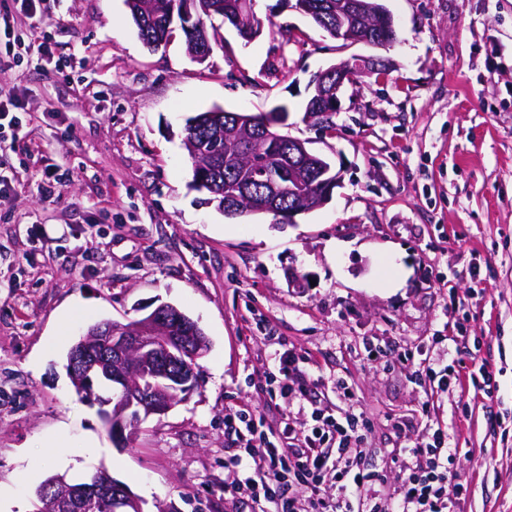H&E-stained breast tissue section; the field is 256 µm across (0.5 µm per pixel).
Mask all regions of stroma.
<instances>
[{
  "mask_svg": "<svg viewBox=\"0 0 512 512\" xmlns=\"http://www.w3.org/2000/svg\"><path fill=\"white\" fill-rule=\"evenodd\" d=\"M386 6L394 69L345 85L327 123L304 110L309 80L356 49L278 0H255L263 31L249 41L207 20L217 43L202 64L178 30L144 46L125 0H43L34 20H0V87L20 103L0 144V172L14 178L0 196L1 503L34 512L49 476L102 469L144 512H237L224 495L235 478L224 417L248 405L275 432L302 420L300 398L262 389L287 347L307 357L323 408L365 412L367 460L380 464L400 445L392 419H414L425 399L396 362L419 349L492 373L493 398L448 391L439 417L468 487L456 512H512V0ZM280 105L283 133L323 154L340 183L292 224L224 217L193 186L185 121ZM50 175L62 183L53 198ZM163 302L196 320L211 350L193 392L119 446L65 357L88 325ZM461 327L478 350L456 348ZM375 339L387 351L366 360ZM59 442L63 469L47 462Z\"/></svg>",
  "mask_w": 512,
  "mask_h": 512,
  "instance_id": "1",
  "label": "stroma"
}]
</instances>
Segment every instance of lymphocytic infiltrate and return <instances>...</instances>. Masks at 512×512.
<instances>
[{
  "label": "lymphocytic infiltrate",
  "instance_id": "obj_1",
  "mask_svg": "<svg viewBox=\"0 0 512 512\" xmlns=\"http://www.w3.org/2000/svg\"><path fill=\"white\" fill-rule=\"evenodd\" d=\"M304 360L291 348L280 354L277 374L266 379L269 397L308 395L297 385ZM399 362L428 399L418 414L417 437H404L382 466L365 463L370 423L363 415L335 416L314 405L300 424L285 425L273 440L262 417L243 406L226 422L236 436L238 451L229 463L239 477L225 495L248 512H452L448 487L456 477L457 451L447 424L435 419L430 397L469 384L490 392L491 376L482 367L438 368L415 352L403 353Z\"/></svg>",
  "mask_w": 512,
  "mask_h": 512
}]
</instances>
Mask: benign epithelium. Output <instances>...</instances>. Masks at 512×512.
Wrapping results in <instances>:
<instances>
[{
	"label": "benign epithelium",
	"mask_w": 512,
	"mask_h": 512,
	"mask_svg": "<svg viewBox=\"0 0 512 512\" xmlns=\"http://www.w3.org/2000/svg\"><path fill=\"white\" fill-rule=\"evenodd\" d=\"M213 0H181L182 16L194 22L196 38L189 55L205 61L211 43L203 16L211 14ZM227 15L241 37L252 39L259 28L252 16L245 15L230 2L224 3ZM393 28L392 15L384 0H336V29L333 38L349 44L386 49L390 42L378 38L381 25ZM393 66L391 60L375 55L355 54L329 66L311 80L313 93L308 113L328 115L338 109V93L347 83L362 76H373ZM216 127L222 122L242 128L263 142L280 146L274 172L257 170L253 180L265 185L260 199L250 197L241 187L224 192L222 208L227 216L253 213L282 214L281 200L295 199L288 210V223L295 217L319 208L331 199L339 176L331 173L330 162L306 147L305 142L280 133L286 113L275 108L260 115L236 112L226 117L214 114ZM83 345L74 351L73 378L79 387L93 391L99 383L112 385V408L102 411L112 426V438L121 444L130 419L167 414L181 396L193 389L195 364L209 350L210 342L197 322L172 304L163 303L140 319L127 324L101 322L85 332ZM56 507L64 512H143L137 496L100 471L88 485L74 487L59 482Z\"/></svg>",
	"instance_id": "7a95c632"
}]
</instances>
